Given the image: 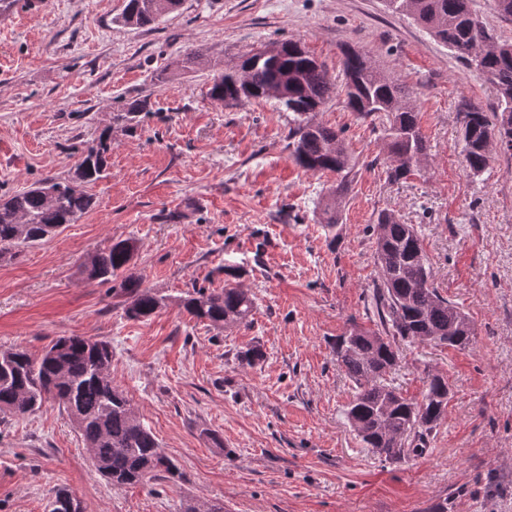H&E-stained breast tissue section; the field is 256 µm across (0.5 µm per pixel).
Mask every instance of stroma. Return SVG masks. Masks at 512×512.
<instances>
[{"label": "stroma", "instance_id": "obj_1", "mask_svg": "<svg viewBox=\"0 0 512 512\" xmlns=\"http://www.w3.org/2000/svg\"><path fill=\"white\" fill-rule=\"evenodd\" d=\"M123 0H24L0 13V196L71 177L83 149L112 128L95 206L54 237L0 261V349L40 353L60 336L112 345V377L183 477L113 487L92 467L65 412L46 402L0 420V512H48L67 490L85 512H180L186 499L224 512H512V157L493 151L472 177L462 104L495 111L496 88L386 0H182L149 27L117 24ZM294 39L341 78L342 49L369 55L412 93L425 157L389 181L379 123L346 104L344 86L315 119L341 130L354 166L299 167L275 100L233 106L208 91L218 66ZM202 61L183 69L188 51ZM149 98L135 129L113 124ZM335 200V237L323 208ZM421 229L440 293L476 330L464 350L405 347L393 372L421 398L448 381V412L422 454L391 464L345 415L352 384L336 337L375 328L366 299L379 278L381 212ZM138 250L128 272L166 300L151 318L88 280L84 260L111 241ZM237 282L253 295L246 326L213 328L180 301ZM259 346L256 365L240 354Z\"/></svg>", "mask_w": 512, "mask_h": 512}]
</instances>
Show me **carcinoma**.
I'll return each mask as SVG.
<instances>
[{"label": "carcinoma", "instance_id": "1", "mask_svg": "<svg viewBox=\"0 0 512 512\" xmlns=\"http://www.w3.org/2000/svg\"><path fill=\"white\" fill-rule=\"evenodd\" d=\"M471 0H389L459 59L475 66L495 86V111L467 105L462 116L463 159L468 172L481 176L491 152L485 138L509 117L512 124V41L500 39L475 15ZM181 0H124L116 22L143 28L164 12L176 10ZM476 41L491 47L474 61L470 48ZM281 51L262 58L255 52L242 57L239 69L214 78L209 96L228 103L244 83L245 100L273 98L278 108L291 113L288 147L295 162L314 173L349 175L350 155L342 132L314 121L334 93L327 70L296 40L279 43ZM346 99L363 119L383 122L395 165L387 177L398 181L414 166L413 156L427 145L409 90L382 74L356 49L342 48ZM142 112H150L146 99H135L114 114L113 120L133 126ZM112 127L103 128L97 145L83 153L72 177H45L36 185L0 200V258H14L20 248L56 234L75 223L95 204L84 185L107 174ZM375 255L380 276L367 300L378 316L380 329L353 326L348 336L336 339V362L350 378L353 394L346 415L357 435L384 460L399 464L426 448L429 437L445 416L448 381L430 378L422 399L405 398L386 376L400 362L403 344H427L464 350L475 342V330L458 306L434 286L432 266L424 252L421 232L403 224L392 213H382L374 227ZM137 249L132 239L119 240L90 255L82 264L87 279L112 284V292L128 298L126 313L149 318L165 306V298L143 287L127 274ZM183 309L196 321L210 326L248 324L255 307L245 290L198 288L181 299ZM112 344L84 336H62L39 355L20 348L0 349V416L20 417L52 399L69 416L93 456L92 465L112 486L122 488L157 477L182 476L155 435L137 416L124 391L112 380ZM80 504L71 493L59 490L50 512H70Z\"/></svg>", "mask_w": 512, "mask_h": 512}]
</instances>
